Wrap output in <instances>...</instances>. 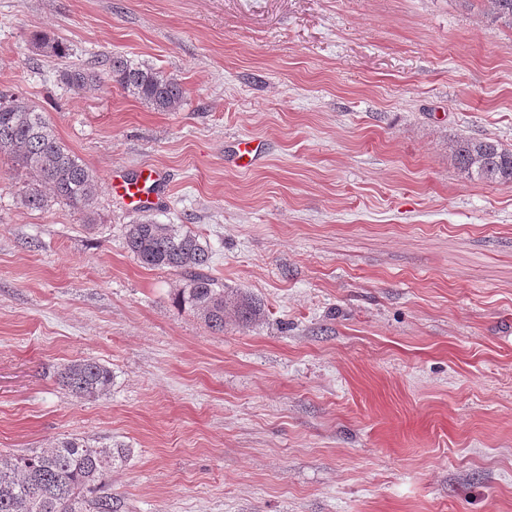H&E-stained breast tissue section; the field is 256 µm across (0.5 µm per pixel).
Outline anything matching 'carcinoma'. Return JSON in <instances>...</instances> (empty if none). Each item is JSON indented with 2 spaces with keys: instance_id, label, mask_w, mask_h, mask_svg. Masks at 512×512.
<instances>
[{
  "instance_id": "carcinoma-1",
  "label": "carcinoma",
  "mask_w": 512,
  "mask_h": 512,
  "mask_svg": "<svg viewBox=\"0 0 512 512\" xmlns=\"http://www.w3.org/2000/svg\"><path fill=\"white\" fill-rule=\"evenodd\" d=\"M494 20L512 26V0H488ZM35 45L58 58L69 55L64 43L36 34ZM63 79L76 92L101 83L118 85L129 95L160 112H177L185 98L179 80L162 70L122 56L101 71L67 70ZM456 168L470 178L512 183V148L484 137L459 136L450 144ZM29 175L36 188L25 202L44 206L51 197L91 223V206L98 188L94 173L54 133L43 112L19 96L0 93V154ZM126 245L148 268L175 271L185 277L176 300L199 315L207 326L224 331V318L233 315L249 326L264 316L255 296L221 288L204 273L211 253L200 237L181 224H159L149 218L128 225ZM60 384L78 399L91 400L112 385V370L92 358L72 362L59 374ZM123 452L84 437H68L50 448L22 454H0V512H118L105 478Z\"/></svg>"
}]
</instances>
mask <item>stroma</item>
Masks as SVG:
<instances>
[{
	"label": "stroma",
	"mask_w": 512,
	"mask_h": 512,
	"mask_svg": "<svg viewBox=\"0 0 512 512\" xmlns=\"http://www.w3.org/2000/svg\"><path fill=\"white\" fill-rule=\"evenodd\" d=\"M113 54L179 79L181 110L67 87ZM1 92L99 183L86 224L27 206L0 155V454L123 449L120 512H512V184L449 151L512 146L487 0H0ZM148 165L142 212L109 184ZM148 217L199 235L263 319L180 307L184 277L125 246ZM81 358L112 371L97 400L58 381ZM456 168L469 178L489 183H512V148L499 140L459 136L450 144Z\"/></svg>",
	"instance_id": "1"
}]
</instances>
